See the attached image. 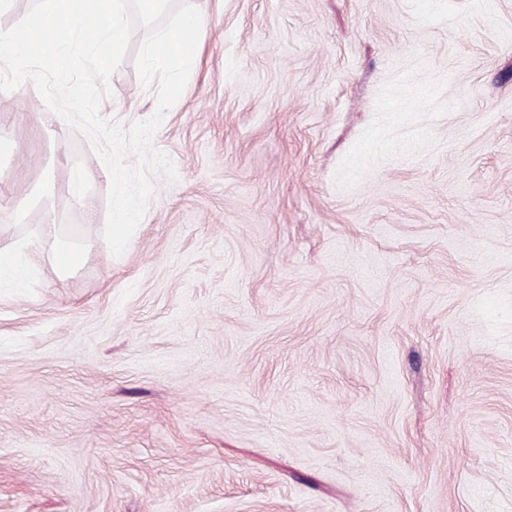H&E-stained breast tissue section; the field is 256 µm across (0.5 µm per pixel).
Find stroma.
<instances>
[{"instance_id": "1", "label": "stroma", "mask_w": 512, "mask_h": 512, "mask_svg": "<svg viewBox=\"0 0 512 512\" xmlns=\"http://www.w3.org/2000/svg\"><path fill=\"white\" fill-rule=\"evenodd\" d=\"M193 2L122 256L91 143L0 91V226L50 176L85 257L0 287V512H512V0Z\"/></svg>"}]
</instances>
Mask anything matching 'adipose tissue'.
I'll use <instances>...</instances> for the list:
<instances>
[{"instance_id": "obj_1", "label": "adipose tissue", "mask_w": 512, "mask_h": 512, "mask_svg": "<svg viewBox=\"0 0 512 512\" xmlns=\"http://www.w3.org/2000/svg\"><path fill=\"white\" fill-rule=\"evenodd\" d=\"M57 249L67 257L65 264L59 265L60 274H69L77 270L83 253L65 243L52 209H45L44 217L36 231L25 238L0 247V275L7 274L15 284L27 281L36 271L47 248Z\"/></svg>"}]
</instances>
